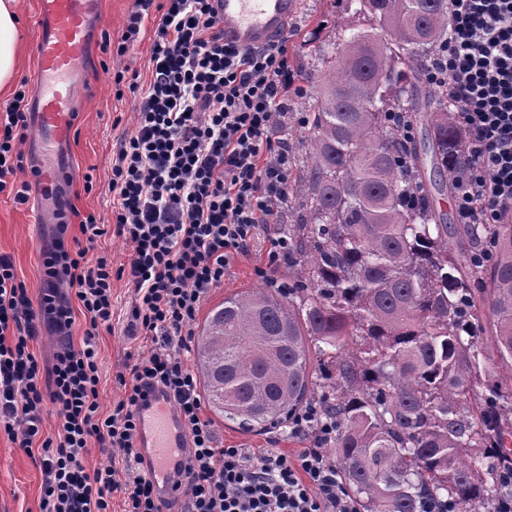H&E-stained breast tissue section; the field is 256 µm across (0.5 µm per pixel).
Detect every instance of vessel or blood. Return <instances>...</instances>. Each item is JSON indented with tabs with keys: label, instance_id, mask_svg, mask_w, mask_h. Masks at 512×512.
Instances as JSON below:
<instances>
[{
	"label": "vessel or blood",
	"instance_id": "1",
	"mask_svg": "<svg viewBox=\"0 0 512 512\" xmlns=\"http://www.w3.org/2000/svg\"><path fill=\"white\" fill-rule=\"evenodd\" d=\"M300 0H213L224 40L239 47L265 46L286 27ZM99 0H38V37L33 53L38 75L29 105V123L48 161L38 169L44 195L55 196L68 166L55 158L74 132L78 81L91 57V33ZM180 418L171 401L153 392L138 409L136 450L160 496L171 500L179 451L186 447Z\"/></svg>",
	"mask_w": 512,
	"mask_h": 512
}]
</instances>
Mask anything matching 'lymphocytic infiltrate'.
<instances>
[{
	"label": "lymphocytic infiltrate",
	"mask_w": 512,
	"mask_h": 512,
	"mask_svg": "<svg viewBox=\"0 0 512 512\" xmlns=\"http://www.w3.org/2000/svg\"><path fill=\"white\" fill-rule=\"evenodd\" d=\"M448 41L428 66L443 82L465 134L468 163L455 178L460 223L498 224L512 216V0H448ZM159 12L149 78L116 72L139 97L136 121L112 160L114 226L69 208L41 254L44 286L30 295L12 258L0 254V430L42 475L40 512H162L139 468L136 409L164 391L188 434L180 512H358L324 444L334 431L317 404L295 416L291 432L311 445L295 458L274 448L224 446L205 415L190 364L193 324L234 261L251 252L259 228L288 203V125L296 91L288 41L256 48L226 45L211 0H135L117 44L133 53L141 24ZM29 92L18 88L0 110V194L29 200L22 145ZM81 234H70L71 224ZM124 238L126 264L94 252L108 232ZM132 293L127 332L148 340L116 379L123 398L110 414L99 404L101 330L112 327V282ZM81 342H74L75 323ZM58 337L50 372L33 345L45 329ZM56 430L43 433L46 407ZM112 463L92 468L94 452Z\"/></svg>",
	"instance_id": "obj_1"
}]
</instances>
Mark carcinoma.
Here are the masks:
<instances>
[{
    "label": "carcinoma",
    "instance_id": "cac0c4a2",
    "mask_svg": "<svg viewBox=\"0 0 512 512\" xmlns=\"http://www.w3.org/2000/svg\"><path fill=\"white\" fill-rule=\"evenodd\" d=\"M376 22L318 47L290 170L288 292L245 288L204 321L195 370L211 413L245 430L316 402L365 512H499L512 496V222L445 224L423 159L392 124L430 128L435 171L465 136L425 63L448 0H357Z\"/></svg>",
    "mask_w": 512,
    "mask_h": 512
}]
</instances>
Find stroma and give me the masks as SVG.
I'll return each instance as SVG.
<instances>
[{
  "mask_svg": "<svg viewBox=\"0 0 512 512\" xmlns=\"http://www.w3.org/2000/svg\"><path fill=\"white\" fill-rule=\"evenodd\" d=\"M134 8V0H101L100 15L92 44V63L79 95L78 118L74 134L66 150V160L78 180L69 187L66 200L81 212L99 215L103 223H111L112 154L121 133L130 128L137 112V99L132 93L117 95L108 70L130 67L146 71L151 53L153 19L142 24L141 41L133 54L120 57L115 52H102L105 39H118ZM37 0H20L22 42L18 79L35 81L36 67L33 45L36 40ZM343 25L369 28L367 18L355 15L348 0H301L300 10L288 21V55L298 76L299 101H306L313 92L310 82L299 70L306 63L313 47L327 43L335 29ZM92 174L93 190L84 193L81 175ZM41 207L39 191H31L27 204L19 205L11 197L0 196V253L11 256L18 278L24 281L30 295H37L43 286L40 254L51 243L54 227L35 220ZM271 242L266 233H258L250 256L239 258L228 270L224 283L213 289L194 322L202 327L208 312L224 298L243 288L262 286L264 279L255 273ZM131 293L125 281L112 283V329L98 338L100 359L99 402L102 413H111L113 405L124 395L116 381L128 353L139 350L138 341L126 331ZM214 428L225 445L237 448H276L295 454L308 447V440L294 437L288 427L262 432H245L236 425L214 419ZM41 472L34 460L16 448L5 433L0 432V512H39Z\"/></svg>",
  "mask_w": 512,
  "mask_h": 512,
  "instance_id": "obj_1",
  "label": "stroma"
}]
</instances>
